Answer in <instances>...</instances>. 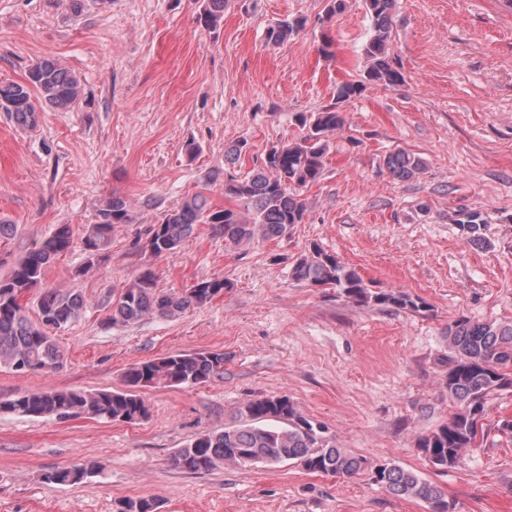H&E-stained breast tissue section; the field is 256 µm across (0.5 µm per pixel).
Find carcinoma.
<instances>
[{"label":"carcinoma","instance_id":"cac0c4a2","mask_svg":"<svg viewBox=\"0 0 512 512\" xmlns=\"http://www.w3.org/2000/svg\"><path fill=\"white\" fill-rule=\"evenodd\" d=\"M226 0H201L198 21L214 29L224 19ZM370 19V33L361 51L365 68L352 80L336 85L332 103L320 112L296 115L301 137L270 148L259 169L242 179L224 181V197L238 202V208L213 207L196 194L182 205L162 215L148 226L145 237L132 243L135 250L162 256L180 248L194 225L208 224L224 237L225 243L239 247L261 238L274 240L290 235L304 223L306 204L301 191L318 182L325 168L330 137L346 123L340 104L359 97L370 86L396 88L404 84L403 73L388 53L396 0H363ZM305 25L300 17L286 18L269 27L266 40L281 44L298 34ZM81 94L77 78L53 59L34 64L24 83L0 85V112L21 128L37 125L39 113L47 108L66 109ZM388 173L399 181L418 177L425 162L403 149L384 159ZM131 220L128 202L112 196L98 210L96 222L81 239L86 265L76 271L81 276L95 263L108 257L115 224ZM468 241H485V221L478 212H463L458 219ZM74 244L68 224H59L39 246L18 259L8 274L0 276V367L18 373H48L64 366L65 355L46 332L77 321L87 309L84 295L76 288L43 292L38 301L39 321L25 314L21 299L42 280L46 269ZM294 280L312 288H334L345 299L360 306L392 307L421 312L426 303L399 290H375L353 268L335 255L313 244L292 265ZM230 287L220 278L196 281L184 293L158 290L150 269L141 271L112 300L106 319L129 325L149 315L174 316L190 308L204 306ZM448 397L458 407L448 421L420 435L415 447L433 466L446 470L458 466L467 449L475 446L478 434L495 431L512 441V420L487 422L486 404L493 395L512 388V322H475L461 316L448 325ZM224 378V353L198 351L172 354L129 367L123 374L125 387L119 390L47 389L18 392L0 401V412L31 418L59 420L84 417L104 422L134 423L148 416L142 396L146 388L198 384ZM241 424L222 431L199 434L174 457L175 465L188 472L210 471L219 465L246 467L277 465L293 461L311 473L354 475L366 462L323 439L322 427L313 424L286 395L255 399L238 409ZM94 473V467L75 465L49 471L44 480L57 485H76ZM372 481L390 494L420 500L435 512H456L439 487L418 471L392 462L370 467ZM155 499L124 498L115 512H157Z\"/></svg>","mask_w":512,"mask_h":512}]
</instances>
